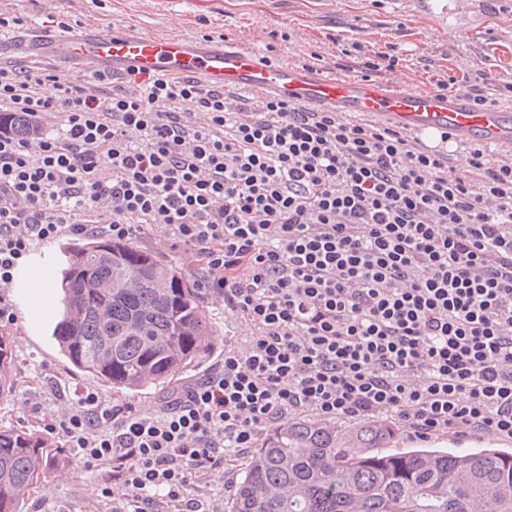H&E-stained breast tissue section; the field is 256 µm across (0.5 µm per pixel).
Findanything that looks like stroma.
I'll use <instances>...</instances> for the list:
<instances>
[{"mask_svg":"<svg viewBox=\"0 0 512 512\" xmlns=\"http://www.w3.org/2000/svg\"><path fill=\"white\" fill-rule=\"evenodd\" d=\"M10 6L29 27L64 14L70 24L106 32L135 25L156 35L231 39L260 52L271 45L281 61L304 64L315 53L318 67L351 77L357 71L352 58L339 54L340 45L359 43L369 54L392 45L399 52L401 78L424 91L431 90L433 76L443 73L485 88L494 77L512 78V68L502 63L505 51L512 50V0H10ZM7 300L17 315L8 330L18 362L13 394L0 400V424L43 430L45 415L76 403L84 390L110 405L160 406L165 390L121 392L69 365L51 339L55 314L25 311L24 287L9 288ZM205 305L215 320L221 351L208 366L183 375L186 385L220 364L223 349L241 340L239 321L225 314L220 299L206 295ZM44 372L53 378L58 395L30 392L32 380ZM27 397L36 409H22ZM247 464L245 458L234 459L225 472L200 481L194 496L204 512H230L233 495L226 487L241 481ZM111 510L97 491L96 473L72 461L53 471L24 505V512Z\"/></svg>","mask_w":512,"mask_h":512,"instance_id":"obj_1","label":"stroma"}]
</instances>
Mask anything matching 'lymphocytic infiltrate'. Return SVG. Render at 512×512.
Returning <instances> with one entry per match:
<instances>
[{
  "mask_svg": "<svg viewBox=\"0 0 512 512\" xmlns=\"http://www.w3.org/2000/svg\"><path fill=\"white\" fill-rule=\"evenodd\" d=\"M0 291L34 245L162 232L248 329L161 406L51 416L112 512H186L202 476L305 415L512 440V160L172 77L0 60ZM55 132H47V122Z\"/></svg>",
  "mask_w": 512,
  "mask_h": 512,
  "instance_id": "lymphocytic-infiltrate-1",
  "label": "lymphocytic infiltrate"
}]
</instances>
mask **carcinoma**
Segmentation results:
<instances>
[{"label": "carcinoma", "mask_w": 512, "mask_h": 512, "mask_svg": "<svg viewBox=\"0 0 512 512\" xmlns=\"http://www.w3.org/2000/svg\"><path fill=\"white\" fill-rule=\"evenodd\" d=\"M62 355L117 390L167 388L218 349L201 288L177 265L132 241L74 239L61 247ZM10 334L0 329V399L13 389ZM395 425L341 428L297 419L251 457L231 512H512V452L498 448L390 450ZM64 459L59 442L0 425V512L27 500Z\"/></svg>", "instance_id": "cac0c4a2"}]
</instances>
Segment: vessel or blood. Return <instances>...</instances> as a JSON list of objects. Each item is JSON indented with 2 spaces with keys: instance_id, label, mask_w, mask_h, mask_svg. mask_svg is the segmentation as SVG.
I'll use <instances>...</instances> for the list:
<instances>
[{
  "instance_id": "b4317fda",
  "label": "vessel or blood",
  "mask_w": 512,
  "mask_h": 512,
  "mask_svg": "<svg viewBox=\"0 0 512 512\" xmlns=\"http://www.w3.org/2000/svg\"><path fill=\"white\" fill-rule=\"evenodd\" d=\"M12 57L50 60L86 75L144 81L193 77L259 99L273 95L315 110L383 117L430 141L447 133L470 145L512 149L510 108H476L462 92L420 91L404 81L382 83L276 62L227 40L159 37L124 27L33 29L0 39V59Z\"/></svg>"
}]
</instances>
